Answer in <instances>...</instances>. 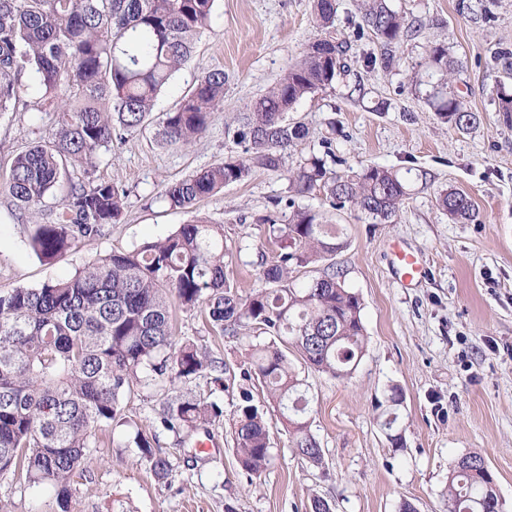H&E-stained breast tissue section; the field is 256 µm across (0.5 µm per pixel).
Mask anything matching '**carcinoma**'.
Returning a JSON list of instances; mask_svg holds the SVG:
<instances>
[{"instance_id":"cac0c4a2","label":"carcinoma","mask_w":512,"mask_h":512,"mask_svg":"<svg viewBox=\"0 0 512 512\" xmlns=\"http://www.w3.org/2000/svg\"><path fill=\"white\" fill-rule=\"evenodd\" d=\"M217 0H0V113L13 112L35 85L34 107L60 112L50 136L19 153L0 183L19 218L33 221L30 246L52 263L81 242L123 219L126 191L93 176L95 160L114 142L143 125L158 94L192 55L210 26ZM358 29L384 45L405 34L402 17L388 0H360ZM336 0H315V20L325 36L288 67L265 95L236 118L233 139L242 155L169 184L163 200L192 214L163 240L114 250L74 274L39 288L0 293V475L55 492L58 512L72 509L74 478L83 472L104 426H127L119 398L140 385H173L205 371L222 373L224 362L184 341L176 345L172 308L199 310L219 333L252 329L269 337L250 346L244 375L288 424L295 457L312 466L323 450L310 429L303 385L288 356L310 368L348 378L365 348L362 303L345 285L335 257L346 246L343 229L299 203L316 189L329 206L354 209L388 222L397 215L404 186L380 166L349 173L332 169L328 151L300 159L289 177V195L275 200L289 210L288 222L267 219L279 247L274 260L257 262L260 286L247 295L230 283L224 264V225L196 215L197 204L247 180L257 169L278 171L285 154L308 136L288 112L302 98L331 85L347 68L349 46L331 31ZM440 78L428 104L446 123L466 130L479 121L445 76L456 60L443 45L431 50ZM224 71L199 76L179 106L164 113L161 141L186 147L204 134L224 101ZM54 205H47L48 199ZM439 205L458 222L472 221L475 208L464 193L450 190ZM324 264L321 276L301 286L299 272ZM249 390L241 395L232 433L243 470L259 475L269 462L268 426ZM401 392L392 386L380 425L392 433ZM223 409L206 400H168L157 423L179 435L221 420ZM153 435L137 427L129 444L164 479L167 458L153 452ZM478 453L460 457L448 474V512H501L492 479Z\"/></svg>"}]
</instances>
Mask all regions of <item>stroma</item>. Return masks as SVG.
Segmentation results:
<instances>
[{"mask_svg":"<svg viewBox=\"0 0 512 512\" xmlns=\"http://www.w3.org/2000/svg\"><path fill=\"white\" fill-rule=\"evenodd\" d=\"M459 1L390 0L410 31L393 45L396 62L387 69L381 42L357 32L358 0H336L335 28L348 42L350 68L291 111L308 126L309 139L286 156L283 170L254 171L198 205L223 225L226 273L246 294L259 285V257L278 252L266 219H288L272 202L287 195L289 169L319 150L321 140H330L345 168L378 165L405 187L392 221L350 210L330 214L345 229L347 246L335 261L361 299L366 349L347 379L294 362L306 383L323 465L294 458L284 422L258 392L254 402L269 427L271 458L261 475L241 468L230 422L251 386L246 354L258 338L220 335L199 312L177 309V340H193L222 359L224 382L215 384L206 372L177 382L176 391L217 402L224 416L206 433L179 437L158 430L154 450L171 462L163 480L128 447L125 428L100 431L104 443L92 449L73 488L78 512H309L315 496L328 500L333 512H399L405 500L417 512H448V473L470 452L485 456L503 512H512V112L499 110L502 74L490 61L496 50L512 49V0H463L464 12ZM320 36L313 0H218L210 27L158 95L149 121L96 161L95 177L127 190L121 223L48 264L29 246V223L0 197V292L41 287L97 255L164 239L185 223L187 213L163 201L165 187L237 153L225 130L230 118L275 85ZM437 45L462 62L453 85L480 117L470 130L448 127L425 99L438 79L429 58ZM211 69L225 74L222 111L188 147H161L160 117ZM57 121L55 112L22 105L0 114V181L15 156L47 137ZM451 189L472 199L475 220L448 218L438 197ZM396 246L419 255L422 279H400ZM391 385L403 395L399 448L377 423ZM168 396L163 387H135L121 400L123 414L150 429ZM208 436L215 445L205 450ZM0 501L10 512H56L52 493H34L9 475L0 476Z\"/></svg>","mask_w":512,"mask_h":512,"instance_id":"obj_1","label":"stroma"}]
</instances>
